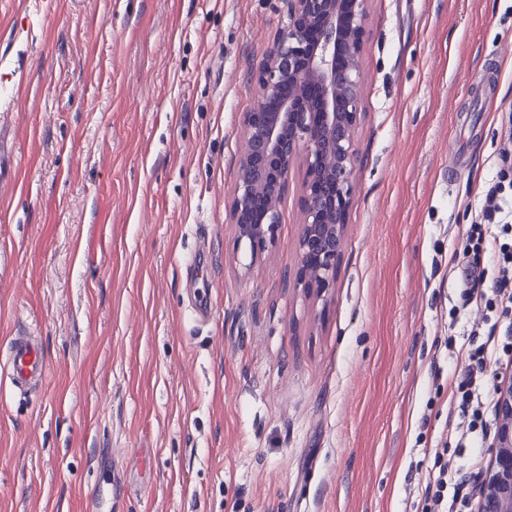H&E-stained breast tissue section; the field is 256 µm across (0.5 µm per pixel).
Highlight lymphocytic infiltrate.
<instances>
[{
  "label": "lymphocytic infiltrate",
  "instance_id": "f902f5d3",
  "mask_svg": "<svg viewBox=\"0 0 512 512\" xmlns=\"http://www.w3.org/2000/svg\"><path fill=\"white\" fill-rule=\"evenodd\" d=\"M501 124L506 138L495 172L482 188L476 221L466 229L463 248L452 253L451 262L465 274L463 307L494 306L506 315L512 313V110L502 113ZM466 356L469 364L452 387L451 402L460 411L454 428L457 445L474 447L475 452L464 467L447 452L436 453L423 491L422 512H477L473 485L490 473L481 450L491 434L499 400L497 392L485 390L484 372L490 364L500 372H512V345L492 324Z\"/></svg>",
  "mask_w": 512,
  "mask_h": 512
}]
</instances>
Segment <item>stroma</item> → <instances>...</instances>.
<instances>
[{"label":"stroma","mask_w":512,"mask_h":512,"mask_svg":"<svg viewBox=\"0 0 512 512\" xmlns=\"http://www.w3.org/2000/svg\"><path fill=\"white\" fill-rule=\"evenodd\" d=\"M282 0H0V512H421L482 309L448 266L512 109V0H370L336 283L229 205ZM6 374L15 389L43 381L47 376V363L41 348L25 338L13 339Z\"/></svg>","instance_id":"stroma-1"}]
</instances>
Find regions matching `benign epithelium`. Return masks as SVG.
<instances>
[{
	"mask_svg": "<svg viewBox=\"0 0 512 512\" xmlns=\"http://www.w3.org/2000/svg\"><path fill=\"white\" fill-rule=\"evenodd\" d=\"M288 23L255 74L242 117L243 150L230 203L238 241L252 260L273 243L280 204L304 169L302 233L292 287L319 295L336 282L354 192L355 137L362 119L361 57L369 0H283ZM480 512H512V388L499 390Z\"/></svg>",
	"mask_w": 512,
	"mask_h": 512,
	"instance_id": "obj_1",
	"label": "benign epithelium"
}]
</instances>
